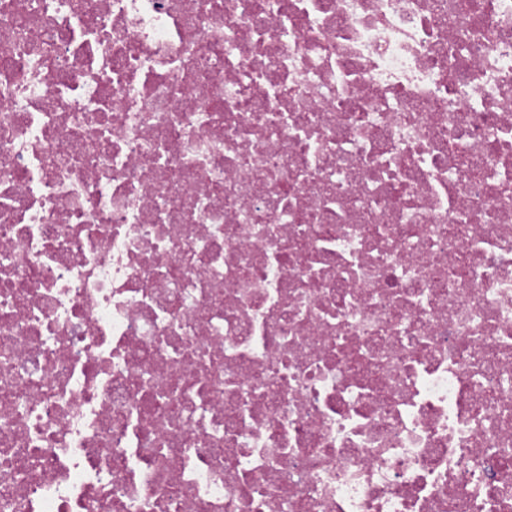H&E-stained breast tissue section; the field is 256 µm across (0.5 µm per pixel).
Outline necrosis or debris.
Instances as JSON below:
<instances>
[{
  "mask_svg": "<svg viewBox=\"0 0 512 512\" xmlns=\"http://www.w3.org/2000/svg\"><path fill=\"white\" fill-rule=\"evenodd\" d=\"M0 512H512V0H0Z\"/></svg>",
  "mask_w": 512,
  "mask_h": 512,
  "instance_id": "necrosis-or-debris-1",
  "label": "necrosis or debris"
}]
</instances>
